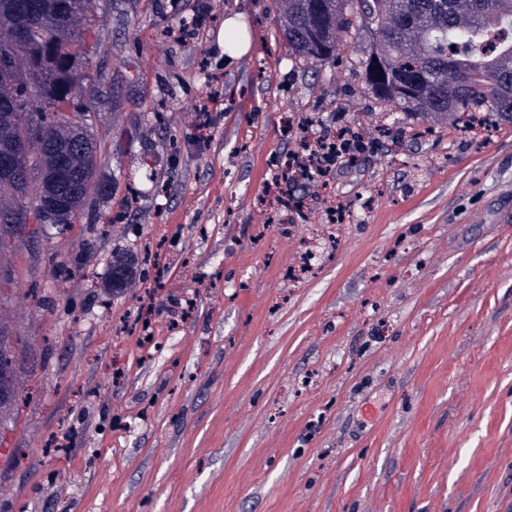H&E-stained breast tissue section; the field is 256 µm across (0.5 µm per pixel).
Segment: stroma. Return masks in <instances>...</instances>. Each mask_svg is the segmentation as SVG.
I'll return each instance as SVG.
<instances>
[{
  "label": "stroma",
  "instance_id": "obj_1",
  "mask_svg": "<svg viewBox=\"0 0 512 512\" xmlns=\"http://www.w3.org/2000/svg\"><path fill=\"white\" fill-rule=\"evenodd\" d=\"M89 10L112 197L0 224V512H512V123L377 100L366 30L291 57L274 0ZM346 127L327 185L267 194ZM360 140L350 129H342L336 135L303 136L299 150L285 157L279 173L266 185L267 193H282L283 184L299 181L326 183L346 154L361 148Z\"/></svg>",
  "mask_w": 512,
  "mask_h": 512
}]
</instances>
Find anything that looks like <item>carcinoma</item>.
Segmentation results:
<instances>
[{"mask_svg": "<svg viewBox=\"0 0 512 512\" xmlns=\"http://www.w3.org/2000/svg\"><path fill=\"white\" fill-rule=\"evenodd\" d=\"M48 30V41L0 43V54L11 50L32 58L34 66L0 70V94L15 93L33 108V124L22 128L14 113L0 105V155L13 151L23 132H39L48 146L34 165L33 187L18 184L0 212L39 211L55 207L44 224H76L103 203L107 188L99 181L105 140L95 120H73L82 111L78 99L93 91L100 75L97 49L101 35L93 25L73 26L67 14L80 10L81 0H36ZM374 3L378 22L367 53L364 75L372 95L398 104L412 114L494 112L512 121V83L499 81L512 74V0H495L485 11L481 0H276L280 29L292 55L322 63L340 50L336 30L367 27L356 3ZM415 21L403 25L406 14ZM14 0H0V33L15 27ZM424 79L410 97H399L392 85L376 89V77ZM130 274L124 257H112V287H121Z\"/></svg>", "mask_w": 512, "mask_h": 512, "instance_id": "cac0c4a2", "label": "carcinoma"}]
</instances>
